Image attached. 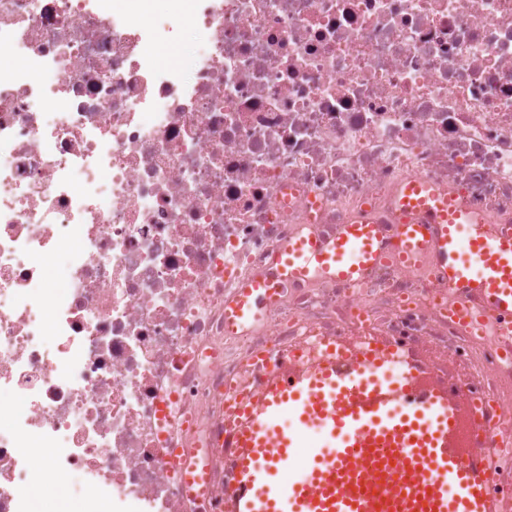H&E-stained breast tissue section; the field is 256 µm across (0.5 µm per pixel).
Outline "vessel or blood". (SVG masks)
I'll list each match as a JSON object with an SVG mask.
<instances>
[{
	"label": "vessel or blood",
	"instance_id": "b4317fda",
	"mask_svg": "<svg viewBox=\"0 0 512 512\" xmlns=\"http://www.w3.org/2000/svg\"><path fill=\"white\" fill-rule=\"evenodd\" d=\"M398 204L415 214L401 227L404 259L432 249L449 287L512 316L511 229L491 232L483 216L418 180ZM462 230L466 254L458 249ZM379 257L375 225L349 224L332 243L308 237L289 245L280 273L353 279ZM263 289L258 281L246 285L232 319L250 317ZM285 413L294 430L280 428ZM239 415L242 425L227 440L237 473L228 512H497L460 403L395 350L365 353L344 372L327 348L315 366L268 381ZM311 425L324 432L325 445L308 451L292 480L272 481L274 470L293 465Z\"/></svg>",
	"mask_w": 512,
	"mask_h": 512
}]
</instances>
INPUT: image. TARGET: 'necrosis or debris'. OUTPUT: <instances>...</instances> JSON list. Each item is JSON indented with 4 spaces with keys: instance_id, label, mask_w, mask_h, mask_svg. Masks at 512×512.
<instances>
[{
    "instance_id": "necrosis-or-debris-1",
    "label": "necrosis or debris",
    "mask_w": 512,
    "mask_h": 512,
    "mask_svg": "<svg viewBox=\"0 0 512 512\" xmlns=\"http://www.w3.org/2000/svg\"><path fill=\"white\" fill-rule=\"evenodd\" d=\"M153 2L0 0V512H224L239 404L325 343L447 385L512 512V318L401 260L397 205L417 179L512 228V0ZM166 20L203 33L190 67ZM362 222L359 278L229 323L289 244Z\"/></svg>"
}]
</instances>
